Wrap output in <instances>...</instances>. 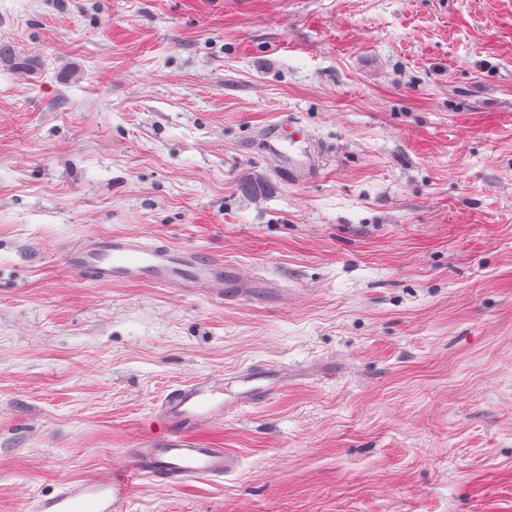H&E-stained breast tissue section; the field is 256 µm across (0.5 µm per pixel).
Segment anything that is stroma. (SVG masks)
<instances>
[{
	"mask_svg": "<svg viewBox=\"0 0 512 512\" xmlns=\"http://www.w3.org/2000/svg\"><path fill=\"white\" fill-rule=\"evenodd\" d=\"M0 39L37 64L0 66V512L254 362L287 388L198 431L237 470L129 512H512V0H0ZM285 113L327 158L292 182ZM113 233L254 290L69 265ZM257 138L263 154L280 162L283 173L288 178L296 176L297 163L304 164L308 170L314 164L311 158L310 135L291 114H285L279 120L266 125L259 131ZM285 148H288V152Z\"/></svg>",
	"mask_w": 512,
	"mask_h": 512,
	"instance_id": "1",
	"label": "stroma"
}]
</instances>
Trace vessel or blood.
<instances>
[{
    "label": "vessel or blood",
    "mask_w": 512,
    "mask_h": 512,
    "mask_svg": "<svg viewBox=\"0 0 512 512\" xmlns=\"http://www.w3.org/2000/svg\"><path fill=\"white\" fill-rule=\"evenodd\" d=\"M257 138L263 154L281 162L287 176H295L298 165L313 164L310 135L291 115L266 125ZM67 258L92 282L148 281L163 287L215 286L221 290H236L241 285L233 265L223 259L132 236L88 238L75 244ZM287 382V372L260 363L226 378H201L177 387L156 408L166 428L161 439L152 447L133 449L128 465L118 469L112 479L69 483L41 499L37 512H128L135 479L177 486L190 479L224 478L237 469V457L223 448L199 446L193 440L195 428L204 421L223 418L239 406L269 400Z\"/></svg>",
    "instance_id": "vessel-or-blood-1"
}]
</instances>
